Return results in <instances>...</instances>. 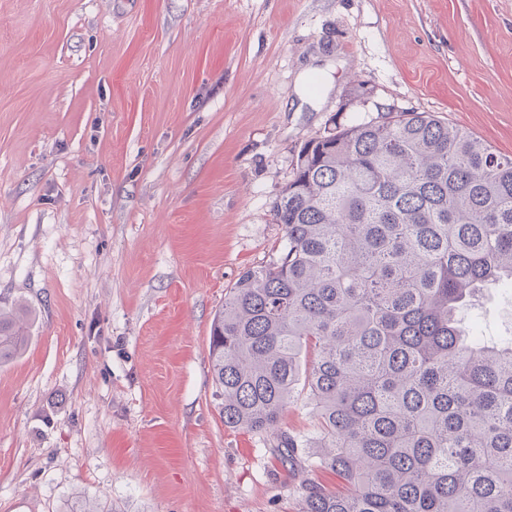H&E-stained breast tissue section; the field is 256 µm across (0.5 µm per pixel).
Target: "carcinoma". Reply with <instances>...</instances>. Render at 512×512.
Returning <instances> with one entry per match:
<instances>
[{
  "instance_id": "carcinoma-1",
  "label": "carcinoma",
  "mask_w": 512,
  "mask_h": 512,
  "mask_svg": "<svg viewBox=\"0 0 512 512\" xmlns=\"http://www.w3.org/2000/svg\"><path fill=\"white\" fill-rule=\"evenodd\" d=\"M272 212L284 252L212 321L224 425L336 473L345 490L307 480L301 512H512V336L461 328L478 292H512V156L429 112L338 126ZM27 339L1 309L0 363ZM299 391L313 436L279 430Z\"/></svg>"
}]
</instances>
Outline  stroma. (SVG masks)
I'll list each match as a JSON object with an SVG mask.
<instances>
[{
  "label": "stroma",
  "mask_w": 512,
  "mask_h": 512,
  "mask_svg": "<svg viewBox=\"0 0 512 512\" xmlns=\"http://www.w3.org/2000/svg\"><path fill=\"white\" fill-rule=\"evenodd\" d=\"M429 112L512 155V0H0V512H299L335 475L225 427L209 356L336 125ZM476 328L512 332V294ZM28 326L17 312L0 310V363L14 359L28 339Z\"/></svg>",
  "instance_id": "1"
}]
</instances>
